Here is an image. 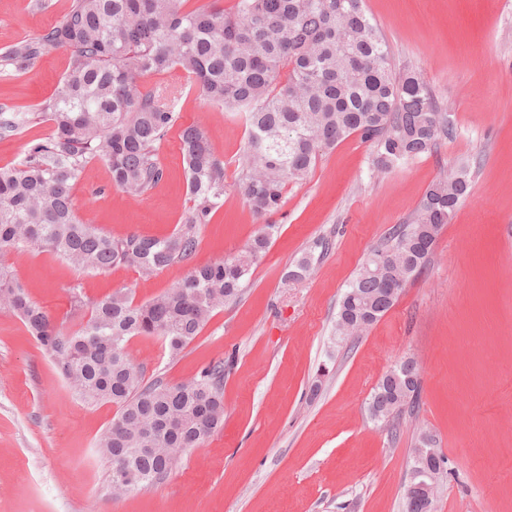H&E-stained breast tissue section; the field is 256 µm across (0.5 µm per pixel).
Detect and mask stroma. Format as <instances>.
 <instances>
[{
  "label": "stroma",
  "instance_id": "35a3bbf8",
  "mask_svg": "<svg viewBox=\"0 0 512 512\" xmlns=\"http://www.w3.org/2000/svg\"><path fill=\"white\" fill-rule=\"evenodd\" d=\"M71 0H0V54L43 33ZM397 66L418 71L453 138L388 173L372 143L352 136L289 184L278 231L241 296L214 313L178 356L156 336L127 344L146 380L191 381L224 362V426L187 449L143 490L113 494L97 446L116 409L83 402L22 321L0 308V512H402L422 433L446 459L434 512H512V0H364ZM70 69L59 49L23 73L0 67V107L38 111ZM178 120L158 146L161 181L132 198L100 160L74 205L104 233L167 236L184 224L181 131L196 124L224 162V205L197 228L191 261L143 277L119 266L77 272L48 252L5 258L32 300L63 330L82 315L73 291L148 300L192 267L245 250L260 225L235 190L245 142L240 115L212 105L186 78L171 84ZM470 169L472 188L440 231L421 275L360 336L336 344L339 301L372 249L410 221L425 190ZM329 248L314 252L317 241ZM314 254L306 278L282 276ZM414 360L419 405L396 433L374 421L378 380Z\"/></svg>",
  "mask_w": 512,
  "mask_h": 512
}]
</instances>
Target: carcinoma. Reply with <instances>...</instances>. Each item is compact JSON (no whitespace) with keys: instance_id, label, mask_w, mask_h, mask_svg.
<instances>
[{"instance_id":"carcinoma-1","label":"carcinoma","mask_w":512,"mask_h":512,"mask_svg":"<svg viewBox=\"0 0 512 512\" xmlns=\"http://www.w3.org/2000/svg\"><path fill=\"white\" fill-rule=\"evenodd\" d=\"M186 2L72 0L60 22L0 58L16 72L57 49L71 58L70 71L41 111L0 109V139L40 117L53 125L52 136L31 144L18 166L0 169V259L37 250L78 271L130 266L150 277L192 258L197 226L224 206V161L199 126L181 134L191 207L170 235L112 237L73 205V186L94 159L108 165L112 186L129 197L161 180L157 146L177 113L168 96L146 85L153 74L180 71L209 102L244 115L237 189L258 219L279 211L288 182L304 181L324 153L353 134L375 146L373 164L384 172L453 137L454 125L428 84L412 69L395 70L363 0H233L229 7L211 0L194 9ZM470 188L464 166L427 188L411 222L393 230L390 245L372 250L349 282L336 335H347L345 315L368 306L374 324L392 308L398 295L379 291L373 266L388 264L402 290L425 269L439 232ZM275 229L261 225L242 254L195 267L141 303L122 292L90 301L75 290L74 310L87 309L90 316L68 332L0 266V307L23 319L81 400L117 408L96 446L136 488L165 477L177 453L224 426V360L209 362L186 383L146 382L126 343L160 336L171 354H180L215 311L240 296ZM420 391L417 364L406 360L379 380L369 413L393 421L417 406Z\"/></svg>"}]
</instances>
